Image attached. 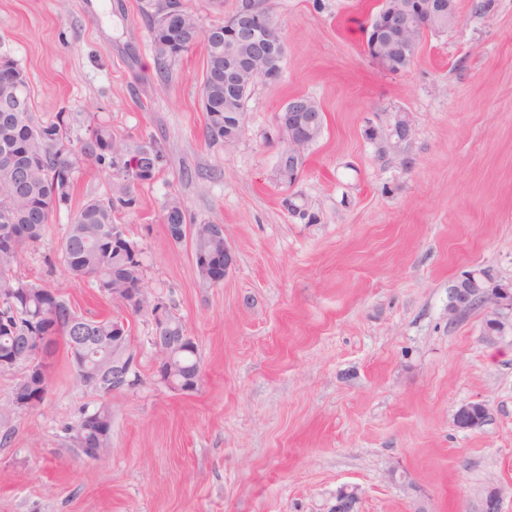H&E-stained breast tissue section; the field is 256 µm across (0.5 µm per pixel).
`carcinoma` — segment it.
<instances>
[{
  "label": "carcinoma",
  "instance_id": "1",
  "mask_svg": "<svg viewBox=\"0 0 512 512\" xmlns=\"http://www.w3.org/2000/svg\"><path fill=\"white\" fill-rule=\"evenodd\" d=\"M159 11L149 16L148 28L157 64L167 68L181 56L180 48H167L161 40ZM205 69L200 84L202 109L206 112V137L213 145L224 143V42H204ZM0 152L7 149L25 166L26 177L22 187L14 184V176L0 166V211L10 215V232L0 237V297L13 298L21 308H29L39 315L34 325L28 326L46 340L47 355L54 356L58 343L69 345V324L83 320L89 335L112 339V318H86L75 311L61 293L46 285H35L14 278V269L21 265L29 245L38 242L50 223L55 208L69 201L76 166L84 161L112 164V148L123 150L126 158L144 171L141 176L120 169L130 181L140 183L155 179L160 170L163 150L153 144L127 148L112 135V130L96 125L85 139L74 141L66 136L67 125L63 113L46 123L38 118L33 107L25 112H11L16 98L29 97L26 79L13 80L16 72L24 70L10 57L0 55ZM135 204L129 186L121 183L104 198L88 200L76 213L61 244L62 261L69 275L76 281H95L105 277L107 288H131L144 277L142 261H133L130 252H118L112 247L114 214ZM196 253L214 252L223 257L224 239L214 236L210 225L196 224L191 231ZM88 362L98 367L112 364V345L93 346L87 352ZM174 381L197 389L201 379L200 358L193 338H188L172 360ZM79 429L88 433L94 443L110 447L112 411L102 404L85 414Z\"/></svg>",
  "mask_w": 512,
  "mask_h": 512
}]
</instances>
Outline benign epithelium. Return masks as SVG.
Returning <instances> with one entry per match:
<instances>
[{"instance_id":"obj_1","label":"benign epithelium","mask_w":512,"mask_h":512,"mask_svg":"<svg viewBox=\"0 0 512 512\" xmlns=\"http://www.w3.org/2000/svg\"><path fill=\"white\" fill-rule=\"evenodd\" d=\"M383 8L378 11L365 28V35L371 43L368 55L384 70L400 73L414 61L417 42L427 31H443L459 24L457 0H382ZM188 8L185 5L171 7L163 12V24L175 30L182 28V18ZM224 37V42L234 46L244 45L248 52L240 56L228 55L224 62V84L232 87L254 85L256 81H277L283 71L286 58L285 41L279 30L266 13L250 6L241 9L224 23V30L217 28L203 31V35ZM316 103L305 96L291 98L276 118L278 138L286 143V150L280 152L276 171L296 177L303 165V150L317 140L320 131ZM244 113L224 114V143L235 142L242 129ZM233 264L232 251L224 246L223 263H214L212 285L221 284L228 276ZM152 291L144 288H114L112 299L120 302L125 314L147 313L152 326L165 320L167 310L151 300ZM490 301L491 309L484 320L483 339L489 345L496 344L506 329H512V321L506 312H512V290L491 287L481 272H471L458 280L455 298L448 306L452 315L465 312L484 301ZM131 335L127 319L120 318L112 325V381L119 379L127 383V389L136 385L135 372L139 356L128 343ZM183 336H150L154 351L155 368L159 376L166 374V365L180 351ZM87 341L79 337L69 349L71 368H84ZM28 370L38 366L43 376L51 373L52 361L44 355V341L39 336H26L22 340V351L9 357L0 358V371L19 366ZM480 411L473 412L474 406ZM488 416L487 405L469 402L461 406L454 415L456 426L461 429H475Z\"/></svg>"}]
</instances>
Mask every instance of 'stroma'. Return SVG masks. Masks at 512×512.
<instances>
[{
	"label": "stroma",
	"mask_w": 512,
	"mask_h": 512,
	"mask_svg": "<svg viewBox=\"0 0 512 512\" xmlns=\"http://www.w3.org/2000/svg\"><path fill=\"white\" fill-rule=\"evenodd\" d=\"M157 0H0V54L27 75L43 120L70 138L99 123L127 146H160L162 168L131 183L116 215L142 250L144 281L184 321L196 391L155 373L146 318L131 320L140 380L99 397L58 350L44 401L11 409L23 375L0 372V512H512V333L484 342L486 305L450 317V288L475 269L512 284V0H457L458 26L422 36L394 75L364 50L380 0H261L287 44L278 82H256L229 146L210 145L203 46L168 72L147 14ZM306 96L324 116L294 184L275 166L276 116ZM410 126L393 144L396 120ZM82 163L15 275L60 289L87 316L121 314L70 280L60 247L83 204L122 183ZM220 224L235 256L203 284L162 206ZM482 401L477 429L454 423ZM112 409V449L79 452L74 428ZM478 405L480 411L473 412V407ZM488 406L482 402H469L461 406L454 415L456 426L461 429H475L482 425L488 416Z\"/></svg>",
	"instance_id": "1"
}]
</instances>
